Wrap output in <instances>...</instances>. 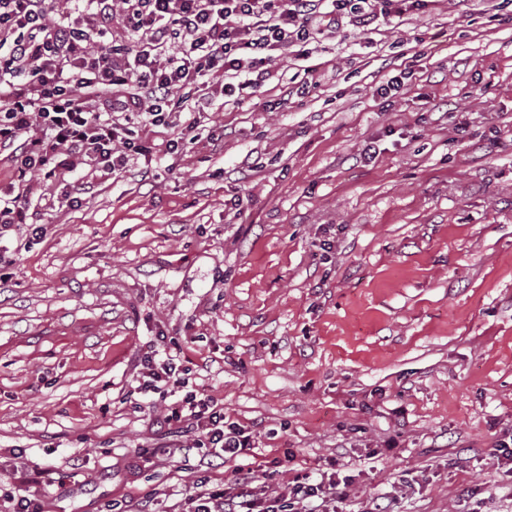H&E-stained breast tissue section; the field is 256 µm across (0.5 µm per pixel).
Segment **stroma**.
I'll list each match as a JSON object with an SVG mask.
<instances>
[{"instance_id": "stroma-1", "label": "stroma", "mask_w": 512, "mask_h": 512, "mask_svg": "<svg viewBox=\"0 0 512 512\" xmlns=\"http://www.w3.org/2000/svg\"><path fill=\"white\" fill-rule=\"evenodd\" d=\"M272 69L180 153L143 128L150 177L75 208L52 183L45 235L0 238V512L20 467L53 469L45 512L234 480L163 425L165 383L140 392L152 350L252 432L266 492L336 471L347 512H512V0H428Z\"/></svg>"}]
</instances>
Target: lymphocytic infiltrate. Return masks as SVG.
Here are the masks:
<instances>
[{
	"label": "lymphocytic infiltrate",
	"mask_w": 512,
	"mask_h": 512,
	"mask_svg": "<svg viewBox=\"0 0 512 512\" xmlns=\"http://www.w3.org/2000/svg\"><path fill=\"white\" fill-rule=\"evenodd\" d=\"M0 0V154L12 178L0 195V237L32 228L34 187L74 172L106 180L153 154L135 121L171 129L165 151L183 150L196 127L185 91L210 79L215 93L236 86L258 92L271 62L319 35L349 24L370 34L427 0ZM177 432H201L210 454L238 458L254 440L209 397L168 406ZM261 463L239 470L228 489L198 490L189 512H307L311 499L338 486L293 480L287 493L264 496Z\"/></svg>",
	"instance_id": "f902f5d3"
}]
</instances>
